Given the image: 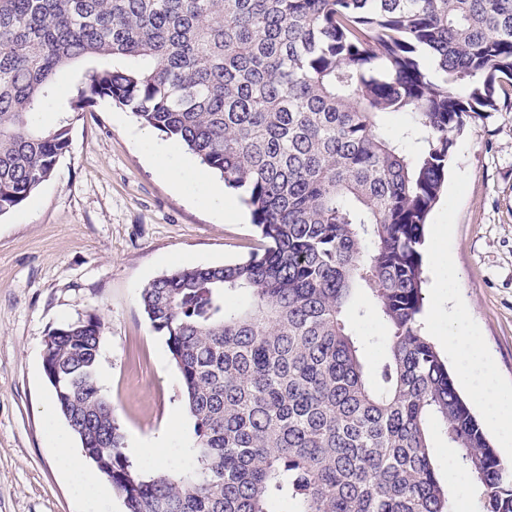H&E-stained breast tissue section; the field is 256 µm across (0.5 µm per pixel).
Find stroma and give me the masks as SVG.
Listing matches in <instances>:
<instances>
[{
    "mask_svg": "<svg viewBox=\"0 0 512 512\" xmlns=\"http://www.w3.org/2000/svg\"><path fill=\"white\" fill-rule=\"evenodd\" d=\"M142 125L110 99L73 126L69 150L16 210L0 216V512H81L53 460L59 437L81 444L62 416L46 420L53 388L43 371L47 336L65 322H102L99 386L125 435V455L143 476L189 466L194 422L162 432L185 414L179 372L153 330L141 290L175 269L220 265L247 254L255 237L245 207L223 211L198 192L220 183L180 142ZM164 149L181 180L161 175ZM427 239L446 242L454 270L426 264L424 311L462 308L503 388L512 392V103L457 136L448 182L429 215ZM440 480L475 508L472 476L435 438Z\"/></svg>",
    "mask_w": 512,
    "mask_h": 512,
    "instance_id": "obj_1",
    "label": "stroma"
}]
</instances>
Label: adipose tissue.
<instances>
[{
	"label": "adipose tissue",
	"instance_id": "1",
	"mask_svg": "<svg viewBox=\"0 0 512 512\" xmlns=\"http://www.w3.org/2000/svg\"><path fill=\"white\" fill-rule=\"evenodd\" d=\"M445 341L461 347L458 367L469 391L479 400L489 423L499 433L512 435V396L504 393L496 383L494 369L485 356L478 337L469 335L468 322L462 311H455L448 322ZM54 461L65 471L75 493L88 504H95L105 491L96 474L79 465L72 448L57 444Z\"/></svg>",
	"mask_w": 512,
	"mask_h": 512
}]
</instances>
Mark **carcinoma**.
<instances>
[{
	"mask_svg": "<svg viewBox=\"0 0 512 512\" xmlns=\"http://www.w3.org/2000/svg\"><path fill=\"white\" fill-rule=\"evenodd\" d=\"M508 89L512 0H0V216L108 97L218 173L258 233L245 259L141 291L194 420L184 472L145 479L125 455L99 319L51 333L55 408L124 512H454L434 424L478 512H512V468L421 321L425 227L455 138ZM354 311L386 330L373 365Z\"/></svg>",
	"mask_w": 512,
	"mask_h": 512,
	"instance_id": "cac0c4a2",
	"label": "carcinoma"
}]
</instances>
